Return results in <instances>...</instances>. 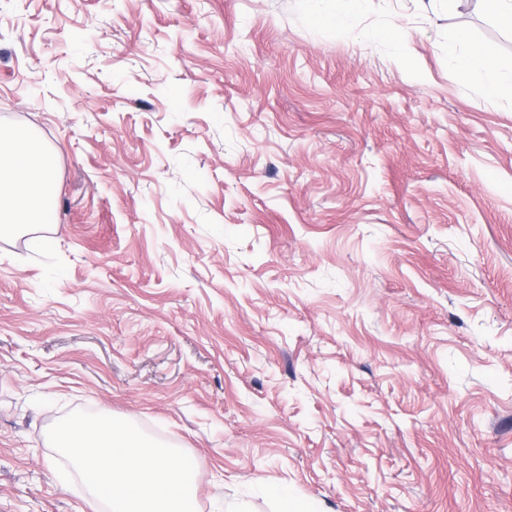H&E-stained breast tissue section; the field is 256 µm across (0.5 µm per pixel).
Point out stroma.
<instances>
[{
    "label": "stroma",
    "instance_id": "35a3bbf8",
    "mask_svg": "<svg viewBox=\"0 0 512 512\" xmlns=\"http://www.w3.org/2000/svg\"><path fill=\"white\" fill-rule=\"evenodd\" d=\"M462 26L512 74L480 0H0V125L58 167L56 248L0 239V512H91L75 410L201 512H512V103L449 81ZM324 0H299L302 9L314 20L336 31L337 34L349 36L351 30V17L360 10L369 0H331L334 7L330 11H324L320 2ZM372 37L382 43L393 56H405L403 26L399 22H392L388 27L375 31Z\"/></svg>",
    "mask_w": 512,
    "mask_h": 512
}]
</instances>
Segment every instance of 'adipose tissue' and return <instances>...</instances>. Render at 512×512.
<instances>
[{
  "label": "adipose tissue",
  "instance_id": "1",
  "mask_svg": "<svg viewBox=\"0 0 512 512\" xmlns=\"http://www.w3.org/2000/svg\"><path fill=\"white\" fill-rule=\"evenodd\" d=\"M321 0H299L314 20L340 35H350L353 13L367 0H333L332 10H323ZM449 76L459 82L473 74L488 72L496 62L485 46L467 29H458L448 45ZM56 162L51 150L30 132L0 127V238L32 231L33 246L41 251L54 247L52 237L42 235L41 227L53 213L56 193Z\"/></svg>",
  "mask_w": 512,
  "mask_h": 512
}]
</instances>
